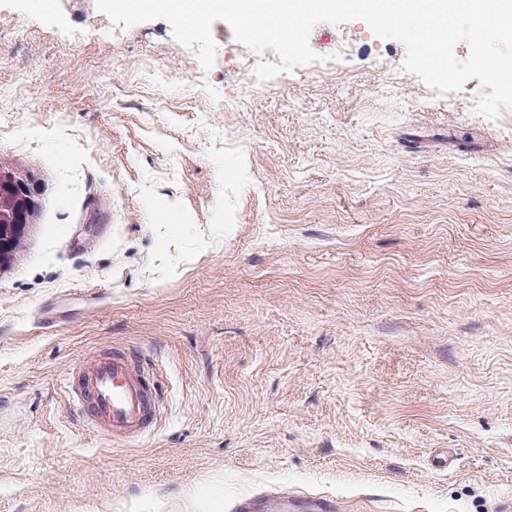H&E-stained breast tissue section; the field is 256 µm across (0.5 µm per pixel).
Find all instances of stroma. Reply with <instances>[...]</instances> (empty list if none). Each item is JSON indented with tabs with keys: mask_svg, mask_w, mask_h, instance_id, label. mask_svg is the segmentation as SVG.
I'll list each match as a JSON object with an SVG mask.
<instances>
[{
	"mask_svg": "<svg viewBox=\"0 0 512 512\" xmlns=\"http://www.w3.org/2000/svg\"><path fill=\"white\" fill-rule=\"evenodd\" d=\"M211 35L206 70L166 20L0 0V156L41 188L0 272V512H512V109L360 19L266 81ZM114 350L163 391L123 443L64 384Z\"/></svg>",
	"mask_w": 512,
	"mask_h": 512,
	"instance_id": "obj_1",
	"label": "stroma"
}]
</instances>
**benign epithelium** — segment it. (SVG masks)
Returning a JSON list of instances; mask_svg holds the SVG:
<instances>
[{"label": "benign epithelium", "instance_id": "obj_1", "mask_svg": "<svg viewBox=\"0 0 512 512\" xmlns=\"http://www.w3.org/2000/svg\"><path fill=\"white\" fill-rule=\"evenodd\" d=\"M40 210L41 190L34 177L0 157V271L15 263Z\"/></svg>", "mask_w": 512, "mask_h": 512}]
</instances>
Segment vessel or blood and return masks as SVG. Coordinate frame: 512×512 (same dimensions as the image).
<instances>
[{
	"label": "vessel or blood",
	"mask_w": 512,
	"mask_h": 512,
	"mask_svg": "<svg viewBox=\"0 0 512 512\" xmlns=\"http://www.w3.org/2000/svg\"><path fill=\"white\" fill-rule=\"evenodd\" d=\"M66 387L77 416L114 441L145 434L160 414L158 382L120 351L77 368Z\"/></svg>",
	"instance_id": "vessel-or-blood-1"
}]
</instances>
